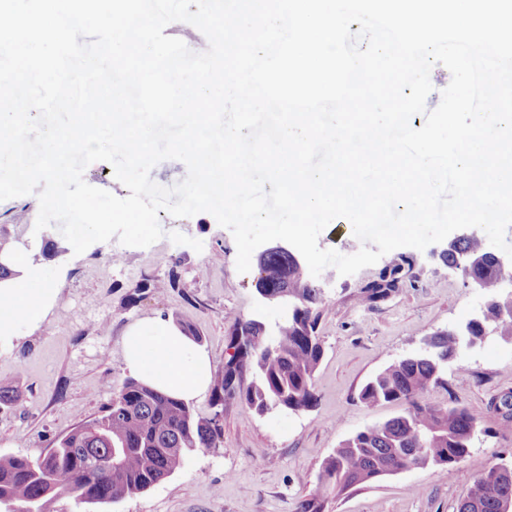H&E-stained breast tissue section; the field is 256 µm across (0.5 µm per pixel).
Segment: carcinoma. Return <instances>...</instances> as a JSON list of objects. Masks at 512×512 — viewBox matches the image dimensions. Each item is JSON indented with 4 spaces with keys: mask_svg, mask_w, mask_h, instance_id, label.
I'll use <instances>...</instances> for the list:
<instances>
[{
    "mask_svg": "<svg viewBox=\"0 0 512 512\" xmlns=\"http://www.w3.org/2000/svg\"><path fill=\"white\" fill-rule=\"evenodd\" d=\"M482 256L468 279L495 292L503 270L472 237L450 245L442 259L453 265L462 253ZM256 292L288 309L270 328L258 319H238L230 338L233 354L212 390V408L239 398L255 414L275 409L306 411L316 403L314 375L324 350L318 335L322 294L310 284L288 253L271 251L258 260ZM401 266L384 271L363 291L368 302L385 299L400 281ZM495 333L512 339V317L491 297L477 323L463 332L438 331L425 350L387 365L360 389V401L399 402L405 411L344 440L325 460L318 484L340 495L404 469L434 467L452 472L470 457L478 419L458 406L425 401L432 386L445 385L448 362ZM222 443V425L198 416L191 405L130 379L102 413L79 423L36 458L0 456V507L5 512H51L69 495L82 503H116L142 493L179 471L197 451ZM512 499V465L483 467L458 512H503Z\"/></svg>",
    "mask_w": 512,
    "mask_h": 512,
    "instance_id": "obj_1",
    "label": "carcinoma"
}]
</instances>
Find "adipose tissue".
I'll use <instances>...</instances> for the list:
<instances>
[{"label":"adipose tissue","instance_id":"ef3b65f1","mask_svg":"<svg viewBox=\"0 0 512 512\" xmlns=\"http://www.w3.org/2000/svg\"><path fill=\"white\" fill-rule=\"evenodd\" d=\"M0 262L14 271L12 278L0 281L2 345L44 321L56 290L26 255L7 249L0 252ZM122 359L132 376L186 402L204 396L212 382L208 352L174 323L161 318H148L127 329Z\"/></svg>","mask_w":512,"mask_h":512}]
</instances>
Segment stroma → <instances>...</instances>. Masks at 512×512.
Returning a JSON list of instances; mask_svg holds the SVG:
<instances>
[{"instance_id": "stroma-1", "label": "stroma", "mask_w": 512, "mask_h": 512, "mask_svg": "<svg viewBox=\"0 0 512 512\" xmlns=\"http://www.w3.org/2000/svg\"><path fill=\"white\" fill-rule=\"evenodd\" d=\"M36 195L0 201V242L28 255L54 281V307L44 324L0 348V388L17 392L0 408V456H38L79 422L94 418L128 379L122 361L127 328L161 317L200 336L214 371L231 355L235 319L279 322L280 305L259 299L256 269L239 273L231 231L206 212L160 213L165 236L148 247L97 242L74 254L58 226L36 229ZM177 231L202 251L172 243ZM120 248L119 264L107 260ZM446 242L425 250L397 248L352 275L329 267L313 278L325 302L318 325L324 356L315 374L317 402L298 414L255 415L237 399L224 404L222 445L189 457L178 472L146 492L111 504L56 500L55 512H296L318 493L323 461L345 439L402 413L399 404L361 403L363 384L393 361L419 352L440 330L459 329L486 306L487 292L445 263ZM403 279L384 300L362 291L389 266ZM176 287H168L169 276ZM152 290H145V283ZM446 386L431 388L438 406L467 408L480 420L464 476L448 480L433 467L412 468L327 494L325 512H456L481 463L512 462V416L495 403L512 392V339L488 337L449 363Z\"/></svg>"}]
</instances>
